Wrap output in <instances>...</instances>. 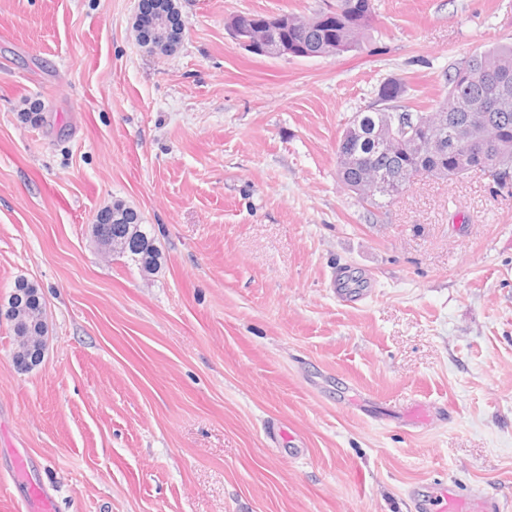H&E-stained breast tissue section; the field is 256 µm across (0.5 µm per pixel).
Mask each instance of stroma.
<instances>
[{"instance_id":"1","label":"stroma","mask_w":512,"mask_h":512,"mask_svg":"<svg viewBox=\"0 0 512 512\" xmlns=\"http://www.w3.org/2000/svg\"><path fill=\"white\" fill-rule=\"evenodd\" d=\"M175 2L163 55L138 0H0V308L33 283L47 326L21 372L0 319V512L17 451L57 512H414L442 480L512 512V197L423 177L373 215L336 177L380 83L432 107L512 0H375L360 49L311 59L224 23L325 0ZM118 199L158 273L93 237Z\"/></svg>"}]
</instances>
